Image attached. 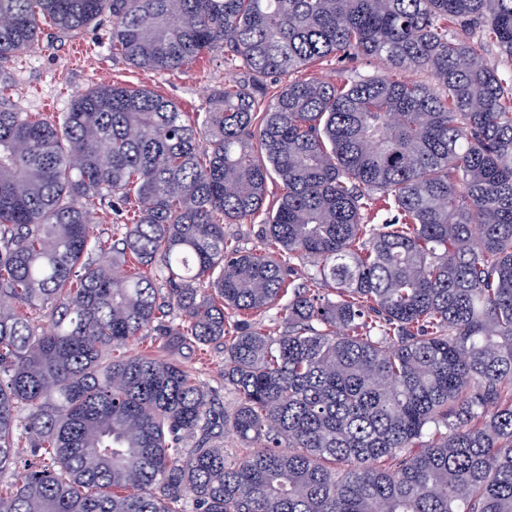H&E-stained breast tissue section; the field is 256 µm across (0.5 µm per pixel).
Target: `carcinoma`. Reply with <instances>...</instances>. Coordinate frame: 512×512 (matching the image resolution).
<instances>
[{
    "label": "carcinoma",
    "instance_id": "obj_1",
    "mask_svg": "<svg viewBox=\"0 0 512 512\" xmlns=\"http://www.w3.org/2000/svg\"><path fill=\"white\" fill-rule=\"evenodd\" d=\"M104 16L137 68L238 77L192 114L0 98V512H512V82L484 56L512 61V0H0V86L41 26ZM341 53L432 84L270 92ZM245 223L264 251L226 239ZM272 309L279 333L251 322ZM148 336L224 349L234 409L117 354Z\"/></svg>",
    "mask_w": 512,
    "mask_h": 512
}]
</instances>
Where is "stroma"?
<instances>
[{
    "label": "stroma",
    "instance_id": "1",
    "mask_svg": "<svg viewBox=\"0 0 512 512\" xmlns=\"http://www.w3.org/2000/svg\"><path fill=\"white\" fill-rule=\"evenodd\" d=\"M111 18L104 17L78 34L55 33L41 38L38 46L10 63L12 79L8 94L22 112H63L80 92L103 83L147 88L173 99L186 112L197 111L214 88L222 86L229 73L223 62L204 58L187 69L158 73L131 66L112 53ZM387 64L375 56L334 55L304 70L307 78L340 80L347 77L390 75ZM186 366L206 383L225 409H232L237 394L224 383V352L210 347L206 356L187 358Z\"/></svg>",
    "mask_w": 512,
    "mask_h": 512
}]
</instances>
